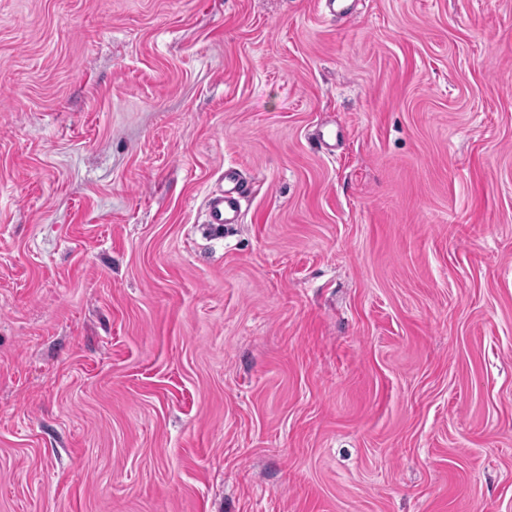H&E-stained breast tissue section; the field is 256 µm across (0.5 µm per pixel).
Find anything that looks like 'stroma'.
<instances>
[{
  "mask_svg": "<svg viewBox=\"0 0 512 512\" xmlns=\"http://www.w3.org/2000/svg\"><path fill=\"white\" fill-rule=\"evenodd\" d=\"M0 512H512V0H0ZM250 181L233 168L224 170V189L208 199V223L240 222V201L251 192Z\"/></svg>",
  "mask_w": 512,
  "mask_h": 512,
  "instance_id": "1",
  "label": "stroma"
}]
</instances>
